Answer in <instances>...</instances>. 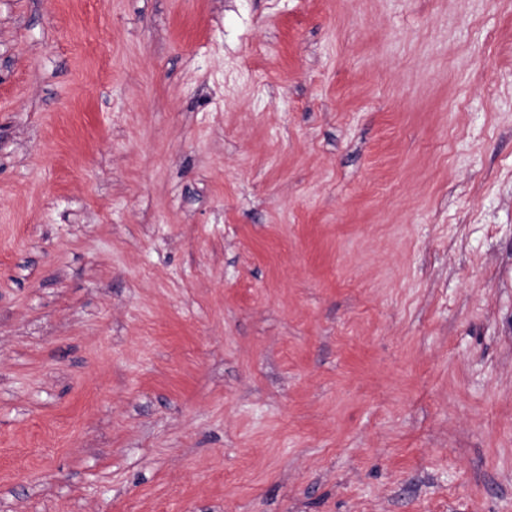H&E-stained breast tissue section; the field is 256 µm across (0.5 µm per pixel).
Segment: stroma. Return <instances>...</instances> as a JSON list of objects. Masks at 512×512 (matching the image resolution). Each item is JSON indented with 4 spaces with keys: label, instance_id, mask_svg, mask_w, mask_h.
Listing matches in <instances>:
<instances>
[{
    "label": "stroma",
    "instance_id": "1",
    "mask_svg": "<svg viewBox=\"0 0 512 512\" xmlns=\"http://www.w3.org/2000/svg\"><path fill=\"white\" fill-rule=\"evenodd\" d=\"M0 512H512V0H0Z\"/></svg>",
    "mask_w": 512,
    "mask_h": 512
}]
</instances>
